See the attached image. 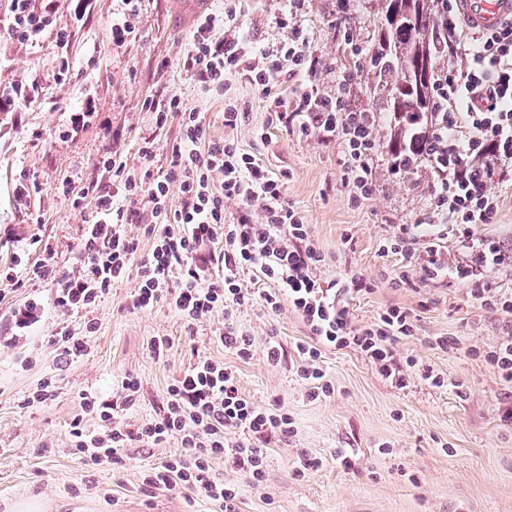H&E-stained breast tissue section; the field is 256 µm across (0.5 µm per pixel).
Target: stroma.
Here are the masks:
<instances>
[{
    "mask_svg": "<svg viewBox=\"0 0 512 512\" xmlns=\"http://www.w3.org/2000/svg\"><path fill=\"white\" fill-rule=\"evenodd\" d=\"M191 3L144 0L132 33L117 42L112 20L120 0H33L37 7L52 5L51 23L35 40L18 41L6 31L10 2L0 0V97L20 85L32 88L0 108V266L30 267L49 249L58 266L71 265L84 225L96 216L90 188L113 183L108 160L138 180L166 172L179 124L156 129L145 103L176 96L202 113L210 140L234 141L283 175L289 202L311 224L325 256L323 277L352 272L371 285V293L353 302L356 324H370L392 304L411 310L415 334L399 352L433 365L445 384L435 388L415 378L399 390L360 353L329 351L324 367L335 393L313 401L296 377L293 350L308 333L289 306L270 313L254 305L237 313L256 343L253 358L241 361L212 339L221 313L189 322L164 302L128 309L135 286L128 279L96 311L99 329L78 362L57 368L45 344L56 320L51 312L24 340L36 358L31 370H18L12 350L0 346V512H215L214 503L193 494L140 492L142 473L179 453L177 440L129 449L118 467H88L69 446L80 390L108 394L117 380L137 376L139 400L119 414L134 428L155 417L168 384L197 354L236 366L251 401H279L296 423L289 443L271 442L264 485L243 488L241 512H512V424L499 419L512 388L478 360L506 336L502 316L456 279L395 281V258L378 253L380 240L423 219L429 171L395 168L384 147L390 130L380 126L383 147L373 158L378 191L352 205L336 142L276 126L262 95L244 80L230 78L221 95L185 71V44L200 13ZM285 5L253 0L243 26L254 46L286 37L275 23ZM302 13L327 90L338 69L367 62L384 21L381 0H305ZM351 43L363 55L350 57ZM229 100L244 113L233 129L224 125ZM147 138L156 144L148 160L140 153ZM270 335L288 351L277 366L264 356ZM155 336L173 341L164 356L147 348ZM432 336L460 337L463 347L433 349ZM47 375L56 378L55 400L21 407L25 392ZM303 451L320 465L299 477Z\"/></svg>",
    "mask_w": 512,
    "mask_h": 512,
    "instance_id": "35a3bbf8",
    "label": "stroma"
}]
</instances>
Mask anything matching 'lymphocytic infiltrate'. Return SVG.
Listing matches in <instances>:
<instances>
[{
  "label": "lymphocytic infiltrate",
  "mask_w": 512,
  "mask_h": 512,
  "mask_svg": "<svg viewBox=\"0 0 512 512\" xmlns=\"http://www.w3.org/2000/svg\"><path fill=\"white\" fill-rule=\"evenodd\" d=\"M431 2L436 35L448 53L434 67L428 145L421 159L433 177L426 219L400 225L381 241L379 252L401 258L395 271L398 281L416 276L467 282L481 306L511 317L512 293L480 274L511 265L512 253L478 236L477 229L494 223L502 193L493 188V180L512 170V21L477 34L456 0ZM301 4L288 0L287 14L277 19L289 29L288 41L258 49L240 24L249 0H224L221 13L198 19L183 66L201 87L222 94L229 77H244L284 128L338 141L343 181L350 201L359 205L377 191L372 160L382 116L353 107L350 70L337 72L333 90L322 89ZM147 109L156 128L179 122L166 172L145 184L125 180L122 207L114 204L111 189L97 191L99 217L85 225L73 265L57 268L44 260L22 275L14 267H0V298L28 279L51 284L50 303L32 297L12 313L14 330H26L40 321L46 308H53L58 322L46 344L59 363L78 361L97 330L93 312L114 285L131 278L136 282L131 308L146 309L164 300L189 321L223 312L213 338L242 360L252 357L255 339L238 326L236 313L257 302L273 312L289 304L308 332L307 340L295 346L296 375L307 384L311 400L335 391L321 365L323 351L331 349L359 352L398 389L414 377L435 388L444 386V377L431 365L413 355L400 356L397 350L400 340L415 332V318L407 308L390 305L373 323H354L351 305L371 287L354 274L322 278L325 257L311 225L288 202L281 177L234 142L208 141L200 114L179 98L148 101ZM174 190L179 193L175 199L170 196ZM230 201L237 202L236 212H227ZM145 212L154 219L146 251L126 231ZM452 228L464 254L454 265L444 245ZM77 316L84 319L78 333L69 325ZM140 389V380L128 375L110 395L79 392L69 435L74 453L95 466L121 463L125 452L136 446L177 439L180 453L143 474L140 488L145 492L193 491L220 512H239L241 486L256 489L265 480L269 443L285 444L296 434L292 417L280 405L255 404L243 394L233 367L206 356L196 357L172 380L156 417L132 429L117 421L116 414L136 403ZM224 458L241 475L242 484L212 478L213 462Z\"/></svg>",
  "instance_id": "1"
}]
</instances>
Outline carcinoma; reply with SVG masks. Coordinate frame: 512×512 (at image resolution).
<instances>
[{"mask_svg": "<svg viewBox=\"0 0 512 512\" xmlns=\"http://www.w3.org/2000/svg\"><path fill=\"white\" fill-rule=\"evenodd\" d=\"M384 28L374 45L368 73L372 87L388 97L391 122L389 153L394 166L410 171L419 165L431 112L432 74L418 71L420 63H434L440 52L430 36L435 15L430 0H384Z\"/></svg>", "mask_w": 512, "mask_h": 512, "instance_id": "carcinoma-1", "label": "carcinoma"}]
</instances>
